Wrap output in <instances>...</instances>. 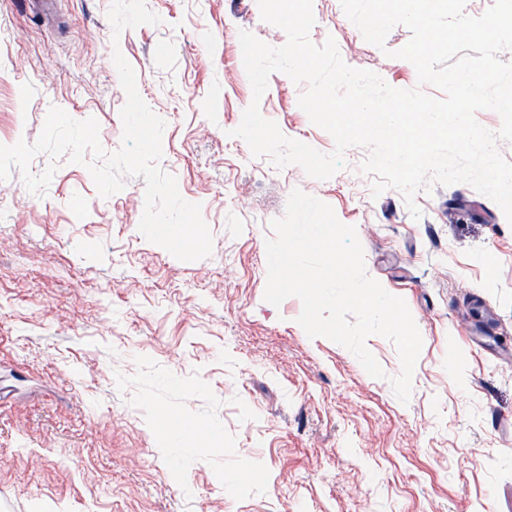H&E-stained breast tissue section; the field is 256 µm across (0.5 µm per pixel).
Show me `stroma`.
I'll list each match as a JSON object with an SVG mask.
<instances>
[{"label":"stroma","instance_id":"35a3bbf8","mask_svg":"<svg viewBox=\"0 0 512 512\" xmlns=\"http://www.w3.org/2000/svg\"><path fill=\"white\" fill-rule=\"evenodd\" d=\"M111 0H0V144L35 142L50 107L95 118L119 149L121 51L165 122L160 167L202 206L214 246L182 262L139 231L145 181L104 198L86 167L41 153L39 193L19 168L0 181V512H512V224L467 184L373 196L369 152L333 177L252 156L232 134L252 101L240 32H285L257 0H146L160 25L114 35ZM312 44L390 86L414 66L366 42L340 0H314ZM422 87V86H419ZM424 93L439 99L440 89ZM301 85L273 73L260 112L323 153L332 136L299 107ZM300 189L354 226L366 270L406 302L423 346L412 393L390 377L395 345L367 347L386 376L311 338L299 298L264 299L272 220ZM203 447H177L181 425Z\"/></svg>","mask_w":512,"mask_h":512}]
</instances>
